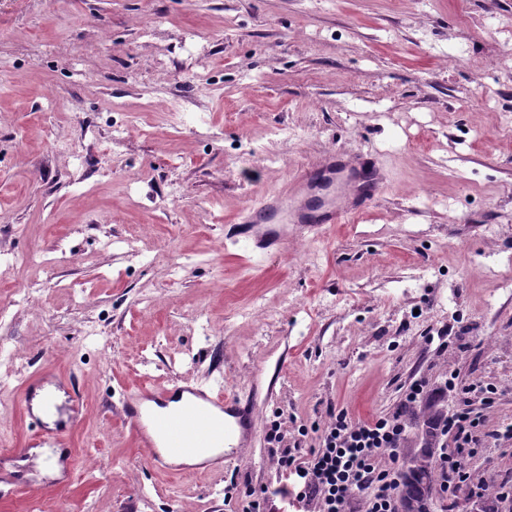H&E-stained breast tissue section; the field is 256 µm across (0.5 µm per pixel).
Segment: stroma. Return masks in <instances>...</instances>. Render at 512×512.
I'll return each mask as SVG.
<instances>
[{"mask_svg": "<svg viewBox=\"0 0 512 512\" xmlns=\"http://www.w3.org/2000/svg\"><path fill=\"white\" fill-rule=\"evenodd\" d=\"M334 152L387 175L358 217L225 237ZM2 303L0 512H248L283 449L420 379L512 423V0H0ZM43 371L77 375L74 422L24 414ZM216 377L251 396L244 458L156 472L125 396Z\"/></svg>", "mask_w": 512, "mask_h": 512, "instance_id": "stroma-1", "label": "stroma"}]
</instances>
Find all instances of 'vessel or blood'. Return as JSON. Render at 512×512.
Masks as SVG:
<instances>
[{
	"instance_id": "b4317fda",
	"label": "vessel or blood",
	"mask_w": 512,
	"mask_h": 512,
	"mask_svg": "<svg viewBox=\"0 0 512 512\" xmlns=\"http://www.w3.org/2000/svg\"><path fill=\"white\" fill-rule=\"evenodd\" d=\"M319 175L331 181L341 175L346 184L335 197L325 198L316 207L297 201L292 190L251 205L236 224V240L263 251L279 245L277 225L324 228L344 223L349 214L374 199L384 184L373 159L358 153L346 159L329 157L317 170L299 173L296 182L303 185ZM179 400L183 408L166 413V406ZM123 415L134 430L145 460L160 471L171 470L173 460L193 458L211 448H226L232 455H240L257 426L248 397L182 382L138 389L125 400Z\"/></svg>"
}]
</instances>
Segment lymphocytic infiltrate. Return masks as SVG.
Here are the masks:
<instances>
[{"label":"lymphocytic infiltrate","mask_w":512,"mask_h":512,"mask_svg":"<svg viewBox=\"0 0 512 512\" xmlns=\"http://www.w3.org/2000/svg\"><path fill=\"white\" fill-rule=\"evenodd\" d=\"M463 409L445 416L441 429L447 442L439 467L440 487L451 496L493 489L501 496L512 489L495 476H475L464 460L480 448H494L512 440V425L488 428L497 388L478 383L462 385ZM425 381L408 386L399 409L367 420L347 411L332 415L309 455L284 451L277 459L283 479L270 491L284 505L315 504L318 512H399L401 470L397 450L405 433L404 412L427 397ZM480 409H472V400Z\"/></svg>","instance_id":"obj_1"}]
</instances>
